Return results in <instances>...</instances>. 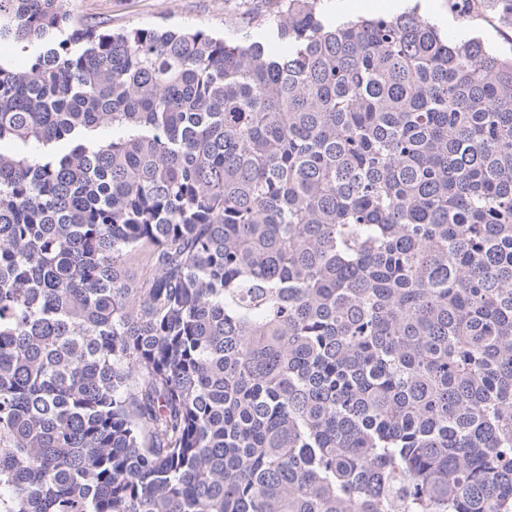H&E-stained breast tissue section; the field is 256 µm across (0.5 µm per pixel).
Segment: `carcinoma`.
I'll return each mask as SVG.
<instances>
[{
    "mask_svg": "<svg viewBox=\"0 0 512 512\" xmlns=\"http://www.w3.org/2000/svg\"><path fill=\"white\" fill-rule=\"evenodd\" d=\"M0 41V512H512V55L319 0Z\"/></svg>",
    "mask_w": 512,
    "mask_h": 512,
    "instance_id": "carcinoma-1",
    "label": "carcinoma"
}]
</instances>
